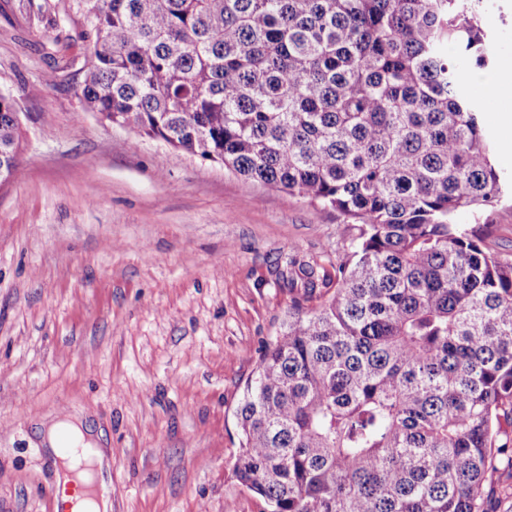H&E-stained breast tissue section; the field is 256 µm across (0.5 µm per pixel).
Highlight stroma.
I'll return each mask as SVG.
<instances>
[{
	"label": "stroma",
	"mask_w": 512,
	"mask_h": 512,
	"mask_svg": "<svg viewBox=\"0 0 512 512\" xmlns=\"http://www.w3.org/2000/svg\"><path fill=\"white\" fill-rule=\"evenodd\" d=\"M0 0V92L21 111L17 172L0 187V512H54L36 424L79 414L112 451V512H266L241 485L236 410L291 296L296 249L350 251V219L83 111L89 55L60 0ZM490 61H466L495 166L502 115L479 84L512 60V0H486ZM481 230L512 256V194Z\"/></svg>",
	"instance_id": "35a3bbf8"
}]
</instances>
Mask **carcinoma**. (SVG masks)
I'll return each mask as SVG.
<instances>
[{
    "mask_svg": "<svg viewBox=\"0 0 512 512\" xmlns=\"http://www.w3.org/2000/svg\"><path fill=\"white\" fill-rule=\"evenodd\" d=\"M83 111L333 208L332 269L292 299L236 418L270 512H512V258L482 245L504 176L448 42L488 64L482 0H64ZM20 121L0 93V186Z\"/></svg>",
    "mask_w": 512,
    "mask_h": 512,
    "instance_id": "obj_1",
    "label": "carcinoma"
}]
</instances>
